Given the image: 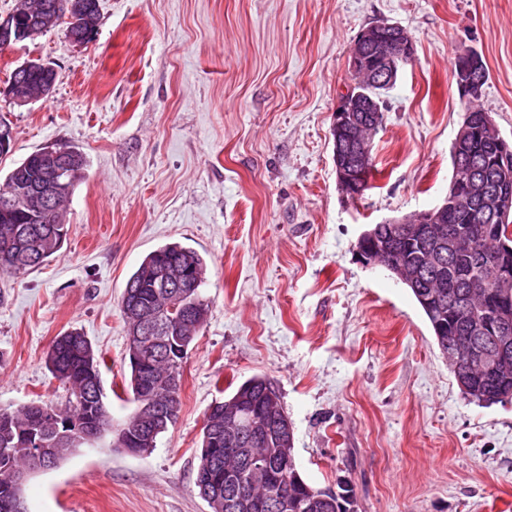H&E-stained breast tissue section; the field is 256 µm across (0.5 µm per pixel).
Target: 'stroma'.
Listing matches in <instances>:
<instances>
[{"label": "stroma", "mask_w": 512, "mask_h": 512, "mask_svg": "<svg viewBox=\"0 0 512 512\" xmlns=\"http://www.w3.org/2000/svg\"><path fill=\"white\" fill-rule=\"evenodd\" d=\"M94 41L58 25L0 51V176L51 143L88 161L68 235L45 265L0 273V407L64 404L46 355L77 329L129 375L120 295L151 251L179 242L207 263L210 311L183 366L181 408L154 450L102 441L29 474L28 512H210L194 485L209 406L263 376L294 427L302 477L349 481L357 512H512V402L461 395L411 291L362 263L367 225L447 194L466 108L457 52L483 56L479 104L512 142V0H99ZM406 29L415 56L386 97L378 173L351 204L336 183L332 114L358 33ZM40 58L52 94L19 106L10 71Z\"/></svg>", "instance_id": "obj_1"}]
</instances>
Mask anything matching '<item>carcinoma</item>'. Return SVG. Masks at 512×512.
Segmentation results:
<instances>
[{
    "instance_id": "cac0c4a2",
    "label": "carcinoma",
    "mask_w": 512,
    "mask_h": 512,
    "mask_svg": "<svg viewBox=\"0 0 512 512\" xmlns=\"http://www.w3.org/2000/svg\"><path fill=\"white\" fill-rule=\"evenodd\" d=\"M56 3L44 31L67 19V35L76 33L73 14L68 8L69 0H21V8L35 10L43 3ZM365 68L368 71L364 84L358 86L374 108L384 109V95L389 88L377 84V73L385 68L378 57H369ZM23 77L33 86L47 82V75L38 67L12 71L8 81ZM500 133L496 126L485 123V113L467 112L458 129L452 147L458 150L460 159L471 162L477 169L479 181L494 190L499 175ZM76 160L60 166L56 174L62 192L53 208L34 214L19 200L5 203L0 200V273L12 276L25 274L39 266L60 250L67 235L65 203L82 179L87 160L77 147L63 145ZM45 171L39 165L36 153L29 154L13 167L0 181L1 187L21 184L23 188H34L43 181ZM445 222L459 232V243L448 247L446 243L406 238L399 242L397 252L385 258L388 266H404L422 271L421 281L411 292L426 316L441 352L455 343L459 335L464 314L474 312L465 303L462 281L473 276L484 278L490 287L484 289L479 305L488 313L496 308H512V288H494L493 269L497 262L512 265V250H500L497 243L512 246V207L505 216L491 218L478 203L471 201L448 211ZM445 255V265L436 272L427 267V258L433 253ZM190 270L193 288L183 302L196 308L197 318L182 325L180 341L167 347L153 344L143 336L140 327V310L148 309L160 319H168L172 289L165 287L164 279L179 268ZM207 266L196 251L179 242L168 243L149 253L128 278L119 300V309L126 326L127 343L141 351V360L130 365V379L124 391L131 394L132 402L147 394H156L164 399L167 407L180 410L181 387L170 386L174 378L182 379V369L190 346L206 320L209 302L202 295ZM47 365L53 378L69 392L62 406L42 405L38 408L23 406L15 409L0 408V448H10L13 454L5 458L0 455V512L12 494L13 477L17 469L25 464L24 450L27 445L42 437L52 440L55 427H63L69 420L93 422L101 426L104 436L111 438L114 448H136L141 432L146 425L135 424L129 416L119 427L112 424V414L107 404H99L98 392L102 390L101 368L105 360L92 342L82 332L73 329L57 336L47 352ZM474 389L464 397L481 405L490 406L512 397V349L502 369L495 373L473 379ZM270 385L265 378L254 376L239 384L222 401L214 402L206 413L201 434V446L211 448L213 494L218 501L226 500L224 484V449L226 413L243 410L251 406H265L279 415L283 406L267 401L266 390ZM234 456L239 469H244L252 455L254 441L248 434L234 440ZM337 491L322 490L311 486L300 474L294 447H288V465L278 474L275 494L288 499V507H276L271 512H337L340 496Z\"/></svg>"
}]
</instances>
